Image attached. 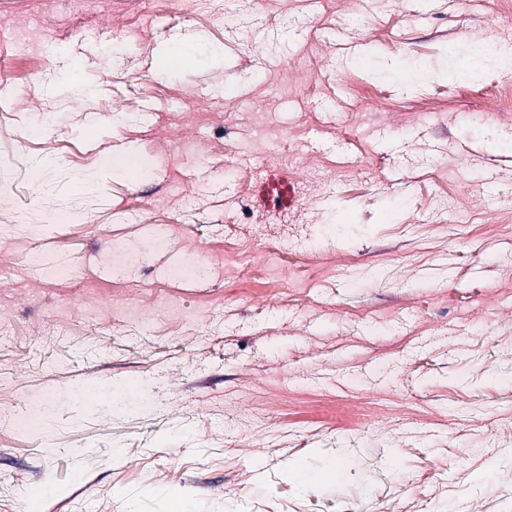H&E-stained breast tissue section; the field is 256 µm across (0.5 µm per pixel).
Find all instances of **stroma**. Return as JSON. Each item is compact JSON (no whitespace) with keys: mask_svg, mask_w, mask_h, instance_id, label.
<instances>
[{"mask_svg":"<svg viewBox=\"0 0 512 512\" xmlns=\"http://www.w3.org/2000/svg\"><path fill=\"white\" fill-rule=\"evenodd\" d=\"M502 45L512 0H0V412L60 441H0V512H512V77L468 67ZM276 162L285 212L242 190ZM103 165L119 175H132L143 171L142 159L132 148H126L117 153L106 155ZM5 423L17 434L35 436L33 432L36 430L37 426L35 424L32 408L29 405H24L10 413L6 416Z\"/></svg>","mask_w":512,"mask_h":512,"instance_id":"1","label":"stroma"}]
</instances>
